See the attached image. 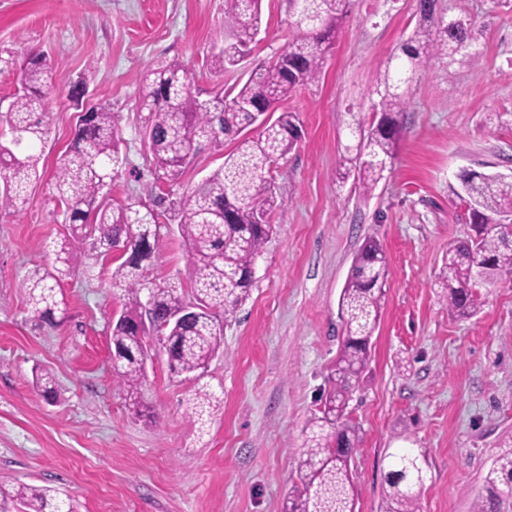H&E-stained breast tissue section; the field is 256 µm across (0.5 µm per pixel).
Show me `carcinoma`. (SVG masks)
Wrapping results in <instances>:
<instances>
[{"mask_svg": "<svg viewBox=\"0 0 512 512\" xmlns=\"http://www.w3.org/2000/svg\"><path fill=\"white\" fill-rule=\"evenodd\" d=\"M262 0H225L224 26L233 42L218 56L224 71L237 66L261 29ZM350 0H295V34L285 49L291 68L274 58L255 67L247 80L215 93L196 85L177 63L150 68L144 76L147 110L145 128L153 179L171 191L191 157L202 144L224 146L254 125L242 105L263 104L273 109L296 90L319 81L327 53L348 15ZM418 23L402 42L396 63L377 80L380 116L368 124L353 118L357 138L350 159L365 191L391 169L397 142L403 134L401 116L408 104L415 76L432 58L448 64L470 65L480 58L478 37L462 16L453 23L441 15L437 0H418ZM51 66L42 54L21 70L20 84L0 121L8 127L9 144L0 142V209L20 211L28 189L39 179L37 145L47 142L52 91ZM119 113L96 106L78 126L72 146L59 159L53 194L63 207L71 238L89 243L106 254L120 241L127 244L125 259L111 272L114 285L123 287L125 307L112 320L110 342L113 369L123 379L134 412L145 407L143 380L149 356L147 338L156 334L165 350L171 373L195 383L205 378L209 363L223 344L224 320L233 316L248 296L251 271L274 234V212L284 205L266 178L271 163L285 156L301 137L297 113L280 111L264 125L261 135L239 141L224 156L222 167L198 183L187 196L162 198L159 211L141 199L110 207L103 190L117 175L120 154ZM470 210L473 234L448 246L438 275L445 289L448 311L467 318L480 308L478 279L499 272L512 273V178L467 170L460 176ZM177 224L188 246L190 292L182 283L157 284L147 266L159 242L160 218ZM51 252L60 266L46 268L23 280L32 311L42 317L54 313L61 301L62 279L81 266L82 252L70 238L53 242ZM382 244L368 238L357 252L342 291L346 336L320 396V416L310 424L303 444L297 482L283 512H356L351 461L361 429L348 418V405L371 356V339L382 311L387 281ZM386 474L390 488L388 512H421L427 480V457L420 448H397L389 454ZM486 496L473 512H502L512 498V439L502 445L484 479ZM0 512H74L70 496L47 488H0Z\"/></svg>", "mask_w": 512, "mask_h": 512, "instance_id": "cac0c4a2", "label": "carcinoma"}]
</instances>
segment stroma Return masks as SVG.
Masks as SVG:
<instances>
[{
  "label": "stroma",
  "instance_id": "1",
  "mask_svg": "<svg viewBox=\"0 0 512 512\" xmlns=\"http://www.w3.org/2000/svg\"><path fill=\"white\" fill-rule=\"evenodd\" d=\"M416 3L352 0L320 81L283 102L302 128L270 170L285 206L207 369L218 403L201 429L186 412L195 383L170 373L155 342L144 396L157 419L130 410L112 368L110 328L124 304L110 285L112 256L87 257L49 320L33 314L22 280L52 263L48 243L68 233L52 181L81 114L72 88L121 117L112 205L148 198L145 71L177 63L208 89L246 80L292 38L288 0H263L251 54L224 72L213 59L228 39L224 0H0V110L27 50L50 61L55 89L41 178L22 212H0V485L53 487L76 512H282L346 334L341 292L373 236L388 277L348 408L362 431L356 512H386L388 455L398 448L426 452L422 512H473L500 442L512 437V275L478 281L481 305L469 318L449 312L436 280L449 244L471 233L459 173L512 172V7L438 0L441 13L471 22L478 62L433 59L416 75L392 170L371 192L336 178L353 142L350 116L370 119L378 73L413 32ZM150 274L188 281L176 225L162 229ZM38 370L53 374L56 402L34 388Z\"/></svg>",
  "mask_w": 512,
  "mask_h": 512
}]
</instances>
